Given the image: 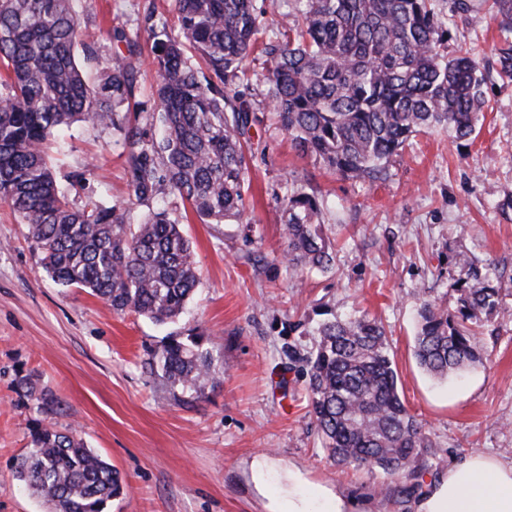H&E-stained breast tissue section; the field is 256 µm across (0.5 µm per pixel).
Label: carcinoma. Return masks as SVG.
<instances>
[{
  "label": "carcinoma",
  "mask_w": 512,
  "mask_h": 512,
  "mask_svg": "<svg viewBox=\"0 0 512 512\" xmlns=\"http://www.w3.org/2000/svg\"><path fill=\"white\" fill-rule=\"evenodd\" d=\"M293 12L259 24L254 0H174L177 30L147 17L156 67L154 112L136 100L143 49L124 27L99 75L77 63L99 50L80 44L72 0H0V202L8 205L60 285L80 288L119 314L173 322L200 279L196 253L176 217L154 211L138 224L129 210L89 199L76 205L46 153L76 123L121 136L131 196L161 190L188 203L204 224L245 217L246 175L254 155L245 90L246 58L262 59L263 95L295 149L327 171L362 183L384 181L390 160L416 134L446 128L460 141L476 133L483 104L480 54H448V21L434 0H291ZM159 123V139L144 125ZM283 259L295 273L333 268L324 200L291 184L281 198ZM448 267L466 271L454 300L419 310L414 355L445 379L482 361L481 327L500 309L490 265L461 250ZM305 362L312 413L329 458L368 464L418 481L423 426L398 389L384 327L367 316L318 323ZM200 333L167 336L148 362L183 401L216 387L224 366ZM16 478L54 512H104L121 495L119 472L72 433L34 431Z\"/></svg>",
  "instance_id": "1"
}]
</instances>
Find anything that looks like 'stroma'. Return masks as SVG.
<instances>
[{"instance_id": "stroma-1", "label": "stroma", "mask_w": 512, "mask_h": 512, "mask_svg": "<svg viewBox=\"0 0 512 512\" xmlns=\"http://www.w3.org/2000/svg\"><path fill=\"white\" fill-rule=\"evenodd\" d=\"M449 51L483 49L489 108L469 141L434 129L413 137L389 164L386 181L354 183L300 156L260 92L259 122L245 195L248 222L203 224L180 199L160 195L130 205L126 155L118 132L74 124L51 162L75 201L131 206L132 219L158 207L181 217L200 268L185 312L157 324L121 315L43 269L27 227L0 204V512H51L22 487L14 467L35 423L82 438L126 484L105 512H270L288 496V472L304 476L299 495L322 508L335 489L366 512H414L417 493L368 466L338 467L320 445L302 377L288 349L307 353L319 313H364L380 321L399 391L429 443L420 462L429 485L453 460L487 452L512 460V81L496 72L495 51L512 38L492 0H470L479 14L449 11ZM82 39L111 54L112 27L143 32L148 11L174 19L173 0H73ZM301 180L327 202L325 232L336 244L333 272L289 273L282 262L277 201ZM494 261L502 310L486 322L482 363L436 379L414 356L422 289L449 293L460 270L449 250ZM202 333L224 365L222 382L191 402L176 400L145 364L165 336ZM52 409H42L40 396ZM269 463L258 489L254 460Z\"/></svg>"}]
</instances>
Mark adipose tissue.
I'll use <instances>...</instances> for the list:
<instances>
[{
  "mask_svg": "<svg viewBox=\"0 0 512 512\" xmlns=\"http://www.w3.org/2000/svg\"><path fill=\"white\" fill-rule=\"evenodd\" d=\"M415 512H512V461L472 453L449 464Z\"/></svg>",
  "mask_w": 512,
  "mask_h": 512,
  "instance_id": "adipose-tissue-1",
  "label": "adipose tissue"
}]
</instances>
